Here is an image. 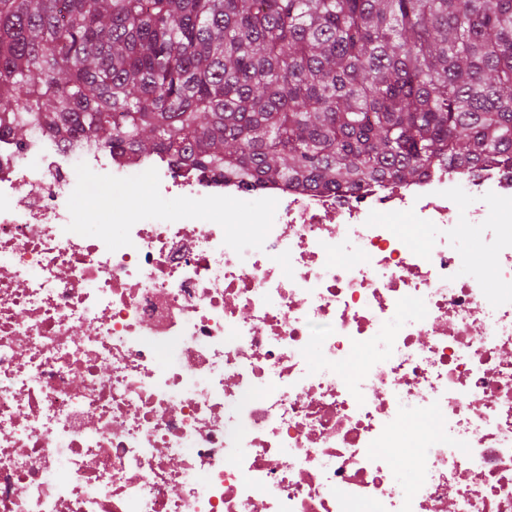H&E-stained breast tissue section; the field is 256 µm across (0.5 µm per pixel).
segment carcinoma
<instances>
[{
	"label": "carcinoma",
	"instance_id": "cac0c4a2",
	"mask_svg": "<svg viewBox=\"0 0 512 512\" xmlns=\"http://www.w3.org/2000/svg\"><path fill=\"white\" fill-rule=\"evenodd\" d=\"M0 127L246 186L512 167V0H0Z\"/></svg>",
	"mask_w": 512,
	"mask_h": 512
}]
</instances>
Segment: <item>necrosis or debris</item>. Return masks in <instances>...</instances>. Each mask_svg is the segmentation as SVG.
<instances>
[{"label": "necrosis or debris", "instance_id": "necrosis-or-debris-1", "mask_svg": "<svg viewBox=\"0 0 512 512\" xmlns=\"http://www.w3.org/2000/svg\"><path fill=\"white\" fill-rule=\"evenodd\" d=\"M0 512H512V169L246 189L0 130Z\"/></svg>", "mask_w": 512, "mask_h": 512}]
</instances>
